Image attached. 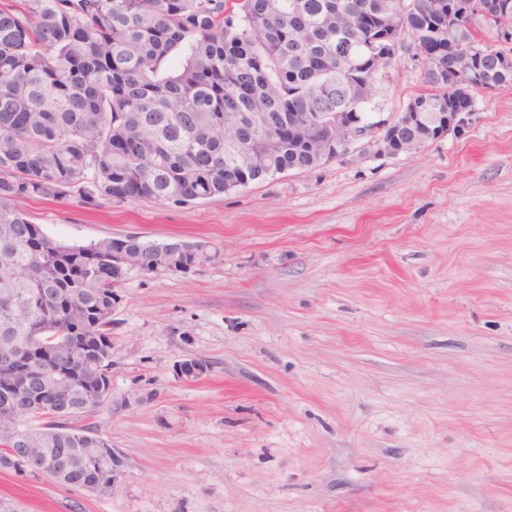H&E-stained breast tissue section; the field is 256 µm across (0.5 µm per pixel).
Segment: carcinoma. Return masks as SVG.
Here are the masks:
<instances>
[{
    "mask_svg": "<svg viewBox=\"0 0 512 512\" xmlns=\"http://www.w3.org/2000/svg\"><path fill=\"white\" fill-rule=\"evenodd\" d=\"M395 0H0V347L37 336L57 364L82 373L85 388L112 383V257L133 271L195 267L204 241L158 244L129 235L71 246L48 237L16 205L20 198L79 197L190 203L288 171L323 165L316 144L289 141L259 171L240 152H266L251 115L268 130L308 113L334 112L388 66L374 57L363 24L337 26V13L375 18ZM411 38L462 46L472 21L449 33L416 0ZM181 55V66L169 68ZM411 102L432 120L454 93L434 72ZM239 120L224 122V113ZM48 413L68 403V385L47 380ZM17 429L30 448H75L69 480L101 479L87 459L98 431L65 414L24 426L0 416V436Z\"/></svg>",
    "mask_w": 512,
    "mask_h": 512,
    "instance_id": "carcinoma-1",
    "label": "carcinoma"
}]
</instances>
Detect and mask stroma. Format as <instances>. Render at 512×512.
Segmentation results:
<instances>
[{
    "label": "stroma",
    "instance_id": "stroma-1",
    "mask_svg": "<svg viewBox=\"0 0 512 512\" xmlns=\"http://www.w3.org/2000/svg\"><path fill=\"white\" fill-rule=\"evenodd\" d=\"M424 70L399 51L373 119ZM473 97L416 151L364 140L188 204L19 199L68 245L213 257L115 289L112 401L75 420L114 491L0 471V512H512V86Z\"/></svg>",
    "mask_w": 512,
    "mask_h": 512
}]
</instances>
